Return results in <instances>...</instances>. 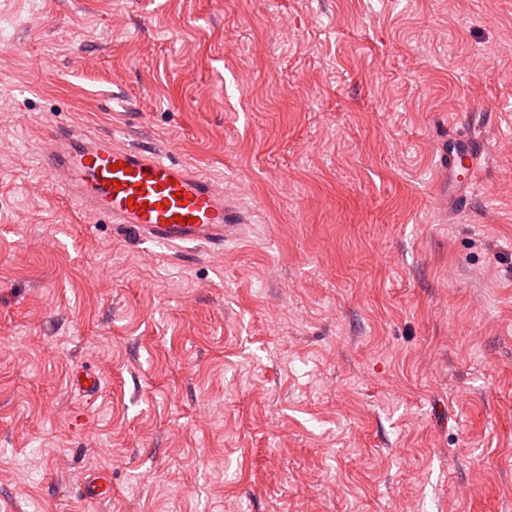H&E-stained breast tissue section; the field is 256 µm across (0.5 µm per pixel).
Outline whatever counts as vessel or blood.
<instances>
[{"label":"vessel or blood","instance_id":"b4317fda","mask_svg":"<svg viewBox=\"0 0 512 512\" xmlns=\"http://www.w3.org/2000/svg\"><path fill=\"white\" fill-rule=\"evenodd\" d=\"M468 131L449 136L448 204H466L486 153L481 113H469ZM49 182L91 224H119L142 241L169 247L223 249L242 217L224 199V187L190 167L163 158L149 145L121 144L53 121L41 144Z\"/></svg>","mask_w":512,"mask_h":512}]
</instances>
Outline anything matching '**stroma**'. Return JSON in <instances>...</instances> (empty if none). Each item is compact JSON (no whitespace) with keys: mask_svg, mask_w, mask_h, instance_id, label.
Masks as SVG:
<instances>
[{"mask_svg":"<svg viewBox=\"0 0 512 512\" xmlns=\"http://www.w3.org/2000/svg\"><path fill=\"white\" fill-rule=\"evenodd\" d=\"M0 25V512H512V0ZM468 108L488 169L452 213ZM52 114L222 181L240 239L88 223L40 164Z\"/></svg>","mask_w":512,"mask_h":512,"instance_id":"1","label":"stroma"}]
</instances>
